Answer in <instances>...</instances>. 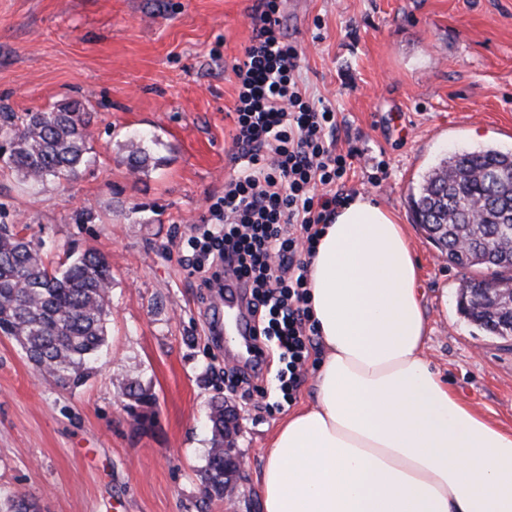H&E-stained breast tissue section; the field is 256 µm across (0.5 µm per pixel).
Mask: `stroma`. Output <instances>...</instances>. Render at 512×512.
I'll list each match as a JSON object with an SVG mask.
<instances>
[{
  "instance_id": "1",
  "label": "stroma",
  "mask_w": 512,
  "mask_h": 512,
  "mask_svg": "<svg viewBox=\"0 0 512 512\" xmlns=\"http://www.w3.org/2000/svg\"><path fill=\"white\" fill-rule=\"evenodd\" d=\"M257 0H0V110L72 99L92 113L93 150L70 181L30 185L0 172V206L48 260L97 250L112 269L100 371L70 391L0 336V494L40 512H260L253 483L282 411L224 390V305L203 299L173 242L201 223L233 173L231 66ZM282 34L309 94L356 146L344 191L367 193L405 224L421 269L425 355L465 403L512 428V339L460 314L468 273L415 224L411 188L446 154L512 151V0H287ZM144 143L152 160L131 170ZM152 404L132 415L128 385ZM240 418L241 499L205 501L209 405Z\"/></svg>"
}]
</instances>
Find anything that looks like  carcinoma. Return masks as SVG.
I'll list each match as a JSON object with an SVG mask.
<instances>
[{
	"label": "carcinoma",
	"mask_w": 512,
	"mask_h": 512,
	"mask_svg": "<svg viewBox=\"0 0 512 512\" xmlns=\"http://www.w3.org/2000/svg\"><path fill=\"white\" fill-rule=\"evenodd\" d=\"M89 107L69 101L36 112H0V161L23 180L67 181L86 162ZM427 239L448 263L474 274L460 285V313L490 336H512V306L490 308L486 294L512 282V153L492 146L448 155L411 193ZM112 274L95 251L69 253L53 263L14 224H0V336L21 347L42 376L74 390L95 374L107 341ZM211 448L203 473L204 494L224 498V400L210 405ZM0 512H37L25 494L0 497Z\"/></svg>",
	"instance_id": "1"
}]
</instances>
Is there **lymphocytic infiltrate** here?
<instances>
[{
	"label": "lymphocytic infiltrate",
	"instance_id": "obj_1",
	"mask_svg": "<svg viewBox=\"0 0 512 512\" xmlns=\"http://www.w3.org/2000/svg\"><path fill=\"white\" fill-rule=\"evenodd\" d=\"M283 0H260L252 36L235 59L231 113L236 172L202 223L181 234L185 269L203 290L232 271L256 324L251 364L224 372L230 391H258L259 365L275 342L284 403L296 400L317 334L308 307V262L325 224L348 203V157L336 148L338 119L303 83L297 46L281 35Z\"/></svg>",
	"mask_w": 512,
	"mask_h": 512
}]
</instances>
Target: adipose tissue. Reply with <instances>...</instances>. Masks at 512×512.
<instances>
[{
	"mask_svg": "<svg viewBox=\"0 0 512 512\" xmlns=\"http://www.w3.org/2000/svg\"><path fill=\"white\" fill-rule=\"evenodd\" d=\"M419 276L392 212L337 209L309 259L315 394L266 444L262 512H512V429L431 371Z\"/></svg>",
	"mask_w": 512,
	"mask_h": 512,
	"instance_id": "obj_1",
	"label": "adipose tissue"
}]
</instances>
